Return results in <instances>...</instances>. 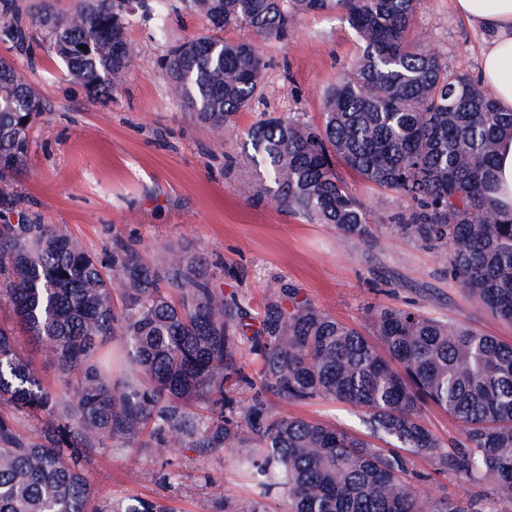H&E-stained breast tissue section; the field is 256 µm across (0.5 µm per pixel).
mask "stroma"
I'll return each mask as SVG.
<instances>
[{
    "mask_svg": "<svg viewBox=\"0 0 512 512\" xmlns=\"http://www.w3.org/2000/svg\"><path fill=\"white\" fill-rule=\"evenodd\" d=\"M77 3L14 0L11 16L31 31L22 45L0 27V56L24 71L44 103L15 185L41 223L106 263L118 241L138 248L159 271L173 252L202 256L224 291L247 294L257 305L270 285L285 284L350 325L365 324L367 308L412 302L429 316L464 321L512 341V324L449 281L433 250L400 236L362 242L258 201L260 179L242 134L284 112L320 122L324 91L360 53L341 17L306 14L287 38L262 43L267 67L261 92L238 113L236 136L219 149L195 114L170 98L159 65L170 43L200 33L206 20L186 11L171 14L160 38L131 19L128 38L138 55L121 86L94 98L69 75L42 33L31 29L35 16L66 14ZM412 32L426 36L449 71L478 76L481 35L455 13L452 0H421ZM343 177L371 222L400 207L395 194L348 171ZM269 403L277 415L366 433L357 410L344 403L293 404L275 397ZM89 459L88 478L102 505L140 496L175 512H220L222 504L242 508L253 497L251 481L229 448L204 453L177 445L160 459L147 448L104 446Z\"/></svg>",
    "mask_w": 512,
    "mask_h": 512,
    "instance_id": "1",
    "label": "stroma"
}]
</instances>
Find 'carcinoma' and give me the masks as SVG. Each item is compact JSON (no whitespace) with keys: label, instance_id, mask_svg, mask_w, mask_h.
Listing matches in <instances>:
<instances>
[{"label":"carcinoma","instance_id":"obj_1","mask_svg":"<svg viewBox=\"0 0 512 512\" xmlns=\"http://www.w3.org/2000/svg\"><path fill=\"white\" fill-rule=\"evenodd\" d=\"M165 32L183 9L210 31L172 45L163 66L169 95L221 137L258 92L266 68L259 42L282 39L306 13H341L361 54L323 95L324 120L298 113L248 132L252 163L269 185V206L330 224L364 242L386 229L437 251L448 278L512 323V210L498 206L494 160L512 136V111L465 74L448 72L423 38L406 34L420 0H84L41 20L49 46L95 98L124 80L135 54L132 3ZM238 24L257 41H229ZM43 106L27 76L0 58V302L54 362L50 387L0 324V404L43 421L39 439L0 415V512H174L130 497L100 508L84 462L96 446L168 451L232 448L250 470L266 512L270 491L288 492L292 512H497L512 508V343L412 305L371 308L351 327L274 286L259 309L224 295L198 256L176 254L164 277L118 243L108 266L81 244L19 208L6 190L24 168L28 132ZM342 164L394 192L402 208L371 224L337 171ZM127 370L112 371L113 338ZM249 343L256 378L238 358ZM252 391L242 405L236 394ZM330 399L358 408L372 440L335 425L272 414L267 395ZM438 408L463 423L444 440L422 415ZM431 471L411 470L412 458ZM451 475L463 494L421 499L414 481Z\"/></svg>","mask_w":512,"mask_h":512}]
</instances>
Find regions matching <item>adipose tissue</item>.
<instances>
[{"mask_svg":"<svg viewBox=\"0 0 512 512\" xmlns=\"http://www.w3.org/2000/svg\"><path fill=\"white\" fill-rule=\"evenodd\" d=\"M454 9L482 32L479 78L512 111V0H454Z\"/></svg>","mask_w":512,"mask_h":512,"instance_id":"ef3b65f1","label":"adipose tissue"}]
</instances>
